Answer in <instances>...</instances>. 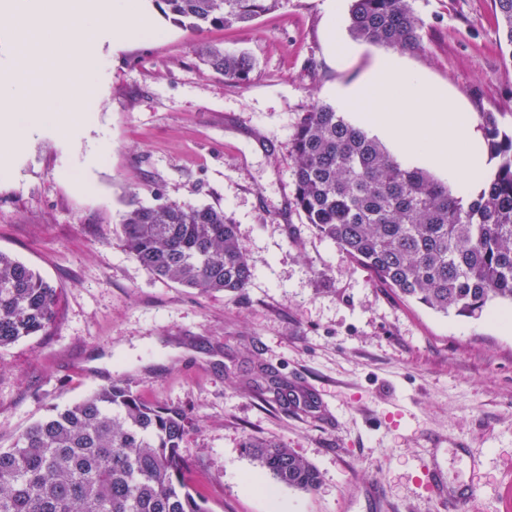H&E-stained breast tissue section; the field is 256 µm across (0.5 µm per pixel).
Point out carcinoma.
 I'll list each match as a JSON object with an SVG mask.
<instances>
[{
  "instance_id": "cac0c4a2",
  "label": "carcinoma",
  "mask_w": 512,
  "mask_h": 512,
  "mask_svg": "<svg viewBox=\"0 0 512 512\" xmlns=\"http://www.w3.org/2000/svg\"><path fill=\"white\" fill-rule=\"evenodd\" d=\"M177 26L201 33L247 27L287 0H155ZM512 57V0H494ZM411 0H352L350 35L393 51L420 48ZM208 68L244 84L254 62L203 45ZM492 173L461 196L410 167L330 104L303 114L290 139L294 205L307 223L402 296L446 316L512 305V132L477 113ZM121 220L126 252L154 276L201 292H239L253 268L221 208L137 198ZM58 293L33 268L0 252V349L46 331ZM193 418L146 402L114 377L82 400L28 426L0 448V512H208L185 480L183 444ZM242 448L265 490L310 492L319 473L283 444L248 436Z\"/></svg>"
}]
</instances>
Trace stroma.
Listing matches in <instances>:
<instances>
[{"label": "stroma", "mask_w": 512, "mask_h": 512, "mask_svg": "<svg viewBox=\"0 0 512 512\" xmlns=\"http://www.w3.org/2000/svg\"><path fill=\"white\" fill-rule=\"evenodd\" d=\"M154 31L99 47L102 88L72 138L33 131L0 176V251L58 290L40 335L0 350V448L116 376L190 412L186 479L209 512H440L424 467L474 487L472 512H512V328L501 309L443 315L402 298L318 235L294 205L291 134L381 47L352 38L350 0H288L247 28L193 34L141 0ZM405 66L512 129V52L493 0H412ZM337 34L348 54H331ZM246 53L239 85L199 43ZM222 208L254 276L237 293L155 278L125 251L130 194ZM311 462L320 484L271 496L246 436Z\"/></svg>", "instance_id": "obj_1"}]
</instances>
